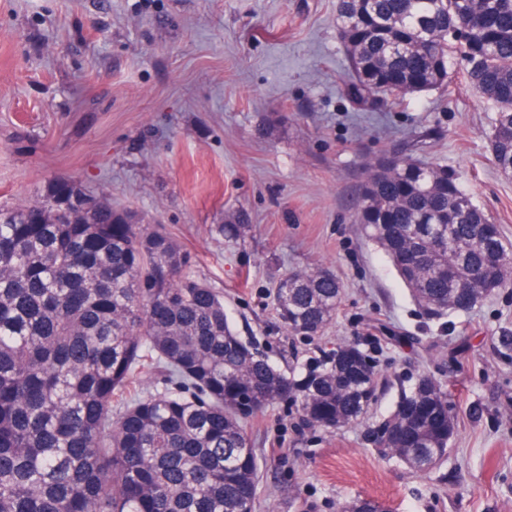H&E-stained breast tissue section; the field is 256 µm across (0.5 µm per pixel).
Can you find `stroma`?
Instances as JSON below:
<instances>
[{"instance_id": "stroma-1", "label": "stroma", "mask_w": 512, "mask_h": 512, "mask_svg": "<svg viewBox=\"0 0 512 512\" xmlns=\"http://www.w3.org/2000/svg\"><path fill=\"white\" fill-rule=\"evenodd\" d=\"M337 0H0V206L59 175L168 232L224 297L240 336L279 366L360 341L390 383L388 416L422 374L456 425L418 473L362 427L308 425L285 403L248 417L256 512H512V288L430 316L355 222L366 163L402 152L447 168L512 241V176L490 147L497 107L457 63L450 85L359 110L348 100ZM242 216L245 244L223 224ZM328 267L344 294L318 342L284 330L274 288Z\"/></svg>"}]
</instances>
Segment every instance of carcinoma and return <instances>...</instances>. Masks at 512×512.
I'll list each match as a JSON object with an SVG mask.
<instances>
[{
	"instance_id": "obj_1",
	"label": "carcinoma",
	"mask_w": 512,
	"mask_h": 512,
	"mask_svg": "<svg viewBox=\"0 0 512 512\" xmlns=\"http://www.w3.org/2000/svg\"><path fill=\"white\" fill-rule=\"evenodd\" d=\"M336 30L356 106L445 86L462 57L497 105L491 150L512 174V0H338ZM67 187L56 178L36 202L0 209V512H254L259 464L242 420L276 403L324 429L362 424L417 472L446 458L454 415L437 379L373 419L378 377L360 344L342 343V370L324 349L286 370L270 363L173 237ZM356 223L435 316L512 287V242L446 169L396 154L368 164ZM249 228L226 224L224 239ZM341 295L332 270H291L276 313L314 339ZM147 363L166 391L132 390ZM342 512L384 507L359 498Z\"/></svg>"
}]
</instances>
